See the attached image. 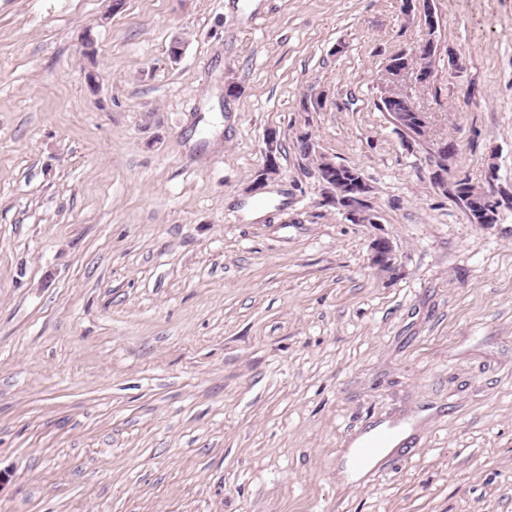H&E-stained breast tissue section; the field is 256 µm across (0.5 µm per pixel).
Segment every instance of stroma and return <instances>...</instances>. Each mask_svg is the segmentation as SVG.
I'll use <instances>...</instances> for the list:
<instances>
[{
	"mask_svg": "<svg viewBox=\"0 0 512 512\" xmlns=\"http://www.w3.org/2000/svg\"><path fill=\"white\" fill-rule=\"evenodd\" d=\"M402 3L0 0V512H512V0ZM430 37L416 141L380 87ZM383 90V95L381 96V108L385 112H387L392 118L393 115L391 112H394V116L396 117V119L393 121L398 127L402 129L407 128V124L410 123L411 121H415L417 124L421 123L423 125H427L429 123L428 113L421 112V109H419L416 105L409 106V109L412 112H395L391 108L390 102L387 99V89L385 84L383 86ZM266 150H265V168L267 169V173L265 178L260 179L255 183L254 188H259L265 181L268 179L274 178L279 174V165L277 162L278 150L277 146L279 145V135L277 130L268 129L264 136ZM342 166H344L342 168L344 178L354 180L363 177L359 169L345 165ZM363 178L357 179L354 182L348 181L347 183H344V179H339L335 182L334 192L330 193L329 199L334 203L337 201L346 216L354 223L371 224L374 223L375 218L370 212L367 200L370 187ZM336 185L338 190H336ZM444 192L452 198L454 201L460 203L467 211L469 218L472 223L477 224L479 222L478 215L474 211V199L472 197V191L474 189H481L475 185H472L465 179L457 180L451 183H445L442 185Z\"/></svg>",
	"mask_w": 512,
	"mask_h": 512,
	"instance_id": "35a3bbf8",
	"label": "stroma"
}]
</instances>
